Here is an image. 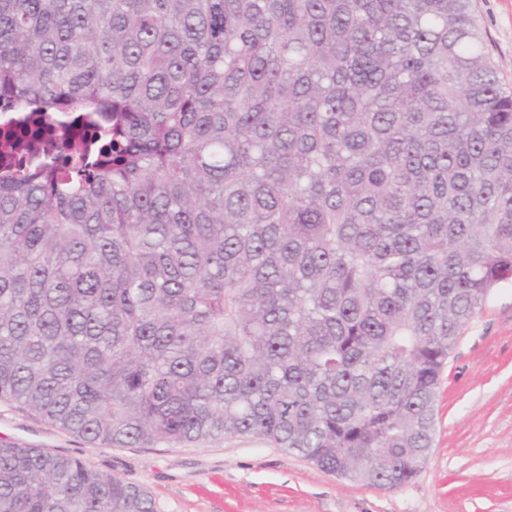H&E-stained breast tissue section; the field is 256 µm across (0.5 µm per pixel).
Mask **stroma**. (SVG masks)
Masks as SVG:
<instances>
[{
  "instance_id": "35a3bbf8",
  "label": "stroma",
  "mask_w": 512,
  "mask_h": 512,
  "mask_svg": "<svg viewBox=\"0 0 512 512\" xmlns=\"http://www.w3.org/2000/svg\"><path fill=\"white\" fill-rule=\"evenodd\" d=\"M512 88V0H471ZM88 462L151 493L160 512H512V282L495 288L448 359L421 473L361 486L258 437L107 448L0 401V443Z\"/></svg>"
}]
</instances>
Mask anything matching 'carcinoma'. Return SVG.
<instances>
[{"label":"carcinoma","mask_w":512,"mask_h":512,"mask_svg":"<svg viewBox=\"0 0 512 512\" xmlns=\"http://www.w3.org/2000/svg\"><path fill=\"white\" fill-rule=\"evenodd\" d=\"M512 281V91L470 0H0V400L117 448H432ZM0 512H159L0 444Z\"/></svg>","instance_id":"1"}]
</instances>
